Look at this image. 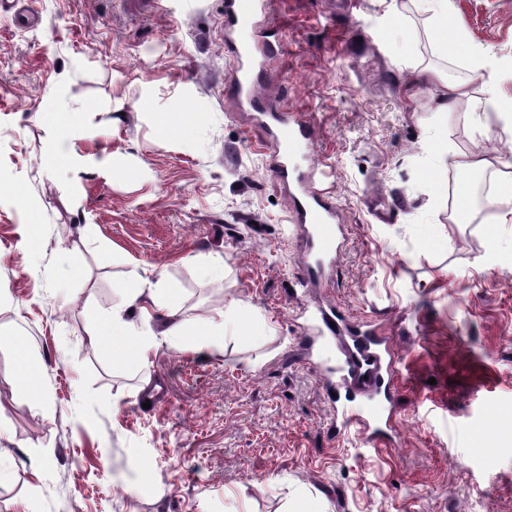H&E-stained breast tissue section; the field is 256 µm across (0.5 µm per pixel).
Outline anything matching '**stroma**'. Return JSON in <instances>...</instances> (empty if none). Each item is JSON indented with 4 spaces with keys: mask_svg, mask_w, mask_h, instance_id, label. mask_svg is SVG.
I'll return each mask as SVG.
<instances>
[{
    "mask_svg": "<svg viewBox=\"0 0 512 512\" xmlns=\"http://www.w3.org/2000/svg\"><path fill=\"white\" fill-rule=\"evenodd\" d=\"M461 52L386 0H270L286 51L267 93L310 112L347 240L329 296L400 351L387 446L334 437L297 339L299 245L287 200L231 111L224 0H30L0 15V512H512V224L454 223L462 171L434 173L435 133L512 159V128L438 114L413 66L503 63L512 0H456ZM84 106L119 169L42 165L53 100ZM28 199V212L14 203ZM188 315L244 306L241 338L113 366L95 345L130 272ZM44 363L17 384L12 340Z\"/></svg>",
    "mask_w": 512,
    "mask_h": 512,
    "instance_id": "stroma-1",
    "label": "stroma"
}]
</instances>
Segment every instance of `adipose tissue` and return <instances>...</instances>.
I'll return each mask as SVG.
<instances>
[{
	"instance_id": "obj_1",
	"label": "adipose tissue",
	"mask_w": 512,
	"mask_h": 512,
	"mask_svg": "<svg viewBox=\"0 0 512 512\" xmlns=\"http://www.w3.org/2000/svg\"><path fill=\"white\" fill-rule=\"evenodd\" d=\"M416 9L427 13L434 27L436 40L444 51H451L463 27L455 0H390L389 11L393 18L404 19L408 10ZM500 70L494 59L488 55L475 58L472 82H480L481 96H474L472 82L448 80L440 71L432 68L416 70L415 87H432L438 113L450 114L460 103H468L469 124L472 129L483 131L493 122L512 125V105H505L497 89ZM88 132L77 125L53 126L49 145L44 153L46 168H54L58 159H67L71 170L77 171L88 166L99 171L111 169V156L81 154L76 143L86 138ZM439 166H454L465 172H482L490 168H502L498 191L493 204L498 208L497 220L502 224L512 223V162L501 159L461 158L452 151L447 141L436 139L428 146ZM174 290L165 281L150 282L139 274H132L126 288L121 289L118 302L113 304L111 313L104 315L103 335L118 336L122 339L121 356L148 363L152 353L161 346L179 350L198 351L206 347L213 337L235 332L244 321V311L236 303L225 304L208 321L201 322L181 312L172 303ZM150 299L151 308H142L143 299ZM139 312V321H131L132 312Z\"/></svg>"
}]
</instances>
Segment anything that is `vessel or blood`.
Instances as JSON below:
<instances>
[{"label":"vessel or blood","mask_w":512,"mask_h":512,"mask_svg":"<svg viewBox=\"0 0 512 512\" xmlns=\"http://www.w3.org/2000/svg\"><path fill=\"white\" fill-rule=\"evenodd\" d=\"M269 0H224V31L230 40L234 67L224 91L239 110L267 129L259 149L267 170L285 191L291 219L301 241L295 276L309 288L331 280L341 254L344 227L339 222L333 187L325 169L302 171L296 155L314 148L317 133L308 112L291 111L258 91L285 54L280 30L264 26ZM307 329L312 341L331 345L335 365L314 367L317 379L336 396L332 424L337 435L357 432L370 444H385L387 430L379 424L391 412L398 356L393 338L378 324L351 319L333 303H314Z\"/></svg>","instance_id":"vessel-or-blood-1"}]
</instances>
